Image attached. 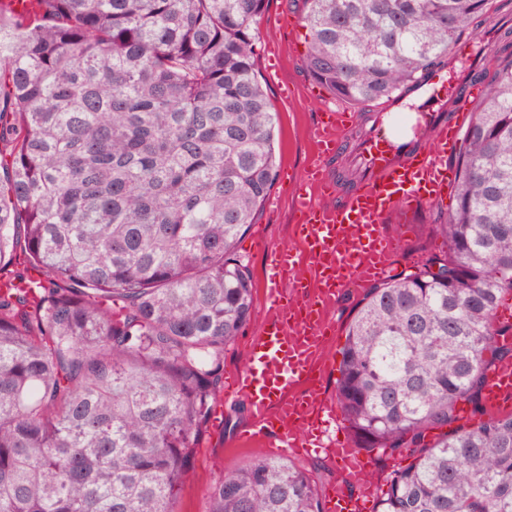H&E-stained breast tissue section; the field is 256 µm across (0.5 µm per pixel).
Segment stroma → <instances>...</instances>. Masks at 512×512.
<instances>
[{
    "label": "stroma",
    "instance_id": "35a3bbf8",
    "mask_svg": "<svg viewBox=\"0 0 512 512\" xmlns=\"http://www.w3.org/2000/svg\"><path fill=\"white\" fill-rule=\"evenodd\" d=\"M304 0H268L259 26V46L255 59L258 79L266 88L278 120V176L270 191L277 206L263 205L255 224L238 243L239 255L247 266L254 286L256 307L250 322L237 339L224 350V371L233 373L243 366L249 355L251 339L261 324L260 307L266 288L267 255L254 249L253 239L265 235L269 242L290 246L296 242L292 205L293 179L306 166L310 152L309 129L316 122L321 102L311 95L313 83L303 66L306 30L302 23ZM432 210L410 211L386 224L397 241V270L413 271L429 257L442 253L443 239L433 228ZM361 300L360 295L346 293L334 310L338 332L329 347L332 366L324 381L326 397L335 398L340 350L346 330ZM224 429L209 433L198 448L188 474L177 492L179 512H208V489L220 466L246 463L252 456L269 451L267 442H245L251 417L245 398L224 401Z\"/></svg>",
    "mask_w": 512,
    "mask_h": 512
}]
</instances>
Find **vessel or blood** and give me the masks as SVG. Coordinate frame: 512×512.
I'll use <instances>...</instances> for the list:
<instances>
[{"label":"vessel or blood","mask_w":512,"mask_h":512,"mask_svg":"<svg viewBox=\"0 0 512 512\" xmlns=\"http://www.w3.org/2000/svg\"><path fill=\"white\" fill-rule=\"evenodd\" d=\"M422 109L405 112L402 98L385 103L388 121L358 152L366 177L351 193L337 195L327 164L348 142L357 115L341 100H329L310 130L313 152L293 197L300 249L268 248V287L262 324L247 364L231 374L225 398H246L254 435L270 439L284 455L325 454L350 493L333 491L327 512H372L380 497L370 454L341 435L335 403L321 392L327 344L336 333L330 311L349 291L359 292L390 277L396 246L383 225L391 213L433 207L456 180L453 158L471 120V100L445 109L441 72L422 78L414 90ZM489 408L512 401V361L490 373L483 392Z\"/></svg>","instance_id":"1"}]
</instances>
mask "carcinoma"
<instances>
[{"instance_id":"1","label":"carcinoma","mask_w":512,"mask_h":512,"mask_svg":"<svg viewBox=\"0 0 512 512\" xmlns=\"http://www.w3.org/2000/svg\"><path fill=\"white\" fill-rule=\"evenodd\" d=\"M0 0V512H177L251 319L236 244L277 178L255 72L266 0ZM304 65L366 104L453 64L463 23L496 69L456 159L447 250L370 289L347 330L343 419L413 462L378 512H512V414L479 406L512 300V0H304ZM494 353L497 360L487 358ZM449 432L432 443L426 433ZM208 512H324L277 455L222 467Z\"/></svg>"}]
</instances>
